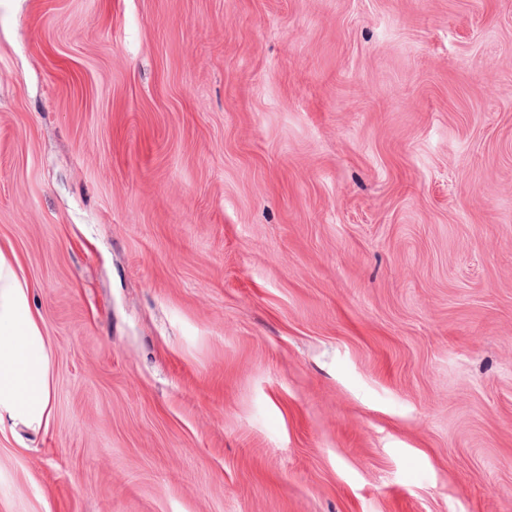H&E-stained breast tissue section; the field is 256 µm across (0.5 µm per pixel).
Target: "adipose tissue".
<instances>
[{
	"mask_svg": "<svg viewBox=\"0 0 512 512\" xmlns=\"http://www.w3.org/2000/svg\"><path fill=\"white\" fill-rule=\"evenodd\" d=\"M53 351L15 253L0 248V428L47 430Z\"/></svg>",
	"mask_w": 512,
	"mask_h": 512,
	"instance_id": "adipose-tissue-1",
	"label": "adipose tissue"
}]
</instances>
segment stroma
<instances>
[{
    "label": "stroma",
    "instance_id": "35a3bbf8",
    "mask_svg": "<svg viewBox=\"0 0 512 512\" xmlns=\"http://www.w3.org/2000/svg\"><path fill=\"white\" fill-rule=\"evenodd\" d=\"M1 242L0 512H512V0H0ZM53 351L14 251L0 248V429L46 431L53 416Z\"/></svg>",
    "mask_w": 512,
    "mask_h": 512
}]
</instances>
